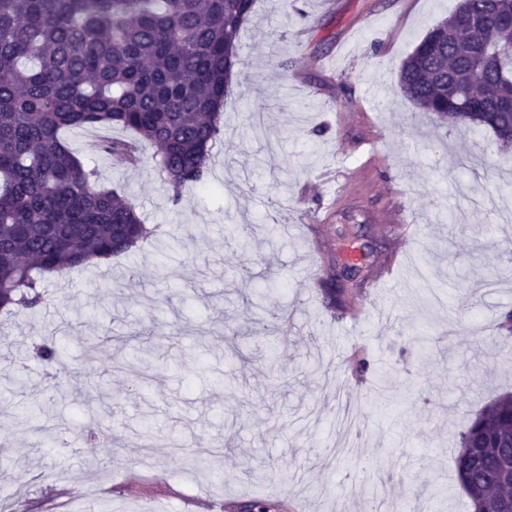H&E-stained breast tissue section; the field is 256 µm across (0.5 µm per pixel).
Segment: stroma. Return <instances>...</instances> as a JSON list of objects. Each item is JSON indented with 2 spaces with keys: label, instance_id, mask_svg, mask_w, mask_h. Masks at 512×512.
Wrapping results in <instances>:
<instances>
[{
  "label": "stroma",
  "instance_id": "obj_1",
  "mask_svg": "<svg viewBox=\"0 0 512 512\" xmlns=\"http://www.w3.org/2000/svg\"><path fill=\"white\" fill-rule=\"evenodd\" d=\"M458 3L257 0L210 183L177 204L154 147L129 164L96 146L128 131H67L97 183L130 198L156 237L47 276L38 311L0 314V397L36 414L20 425L0 411L8 512H228L255 498L283 512H367L347 469L365 459L382 512L412 488L430 512H471L456 443L512 392V358L476 345L512 311V224L491 203L512 152L487 130L450 133L398 91L404 59ZM370 134L375 158L345 154ZM341 168L360 175L334 209L325 176ZM405 189L423 230L379 310L371 273L393 237L376 217ZM458 211L465 220L449 222ZM352 253L368 307L354 323L318 286ZM419 330L426 346L410 341ZM48 336L65 354L51 379L28 353ZM356 351L371 372H356Z\"/></svg>",
  "mask_w": 512,
  "mask_h": 512
}]
</instances>
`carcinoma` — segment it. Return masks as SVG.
Returning a JSON list of instances; mask_svg holds the SVG:
<instances>
[{
    "instance_id": "1",
    "label": "carcinoma",
    "mask_w": 512,
    "mask_h": 512,
    "mask_svg": "<svg viewBox=\"0 0 512 512\" xmlns=\"http://www.w3.org/2000/svg\"><path fill=\"white\" fill-rule=\"evenodd\" d=\"M256 0H0V312L42 303V276L112 261L152 235L137 206L102 187L63 137L75 128L121 127L134 141L100 149L138 160L137 143L157 147L173 202L208 181L242 26ZM489 20L465 21L470 7ZM512 0H460L402 63L398 88L452 127L489 129L512 148ZM321 285L343 310L349 289ZM498 336H482L504 357L512 312ZM512 393L471 419L454 457L472 512L503 497L502 460L511 455Z\"/></svg>"
}]
</instances>
